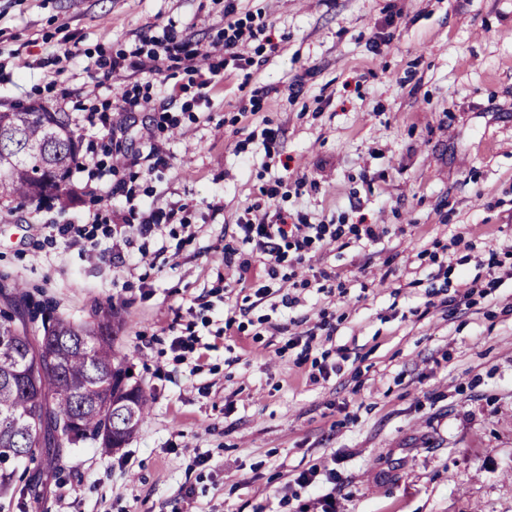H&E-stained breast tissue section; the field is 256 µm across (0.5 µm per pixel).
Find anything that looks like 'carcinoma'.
Here are the masks:
<instances>
[{
  "mask_svg": "<svg viewBox=\"0 0 512 512\" xmlns=\"http://www.w3.org/2000/svg\"><path fill=\"white\" fill-rule=\"evenodd\" d=\"M79 144L67 112H0V204H65ZM116 318L107 307L76 323L49 315L19 286L0 288V496L24 459L88 441L111 454L138 430L150 397L114 348Z\"/></svg>",
  "mask_w": 512,
  "mask_h": 512,
  "instance_id": "cac0c4a2",
  "label": "carcinoma"
}]
</instances>
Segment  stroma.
Masks as SVG:
<instances>
[{"mask_svg":"<svg viewBox=\"0 0 512 512\" xmlns=\"http://www.w3.org/2000/svg\"><path fill=\"white\" fill-rule=\"evenodd\" d=\"M243 5L280 39L260 45L252 77L225 74L201 99L186 72L157 79L113 138L90 114L144 76L104 61L169 24L209 49L224 0H0V111L70 113L90 149L66 206L0 205V283L75 322L113 307L114 346L151 404L124 448L41 459L40 501L21 477L0 512H289L292 494L315 498L291 487L315 464L335 470L340 512H512V267L488 266L512 252V0ZM161 110L175 128L157 129ZM267 124L269 153L249 138ZM153 140L166 165L151 167ZM116 166L187 223H90L125 206ZM278 179L307 182L289 212L363 218L378 235L309 254L248 307L267 269L255 254L247 272L225 266L224 246ZM322 270L326 292L312 281ZM487 284L453 314L437 294ZM325 315L332 335L302 349Z\"/></svg>","mask_w":512,"mask_h":512,"instance_id":"35a3bbf8","label":"stroma"}]
</instances>
